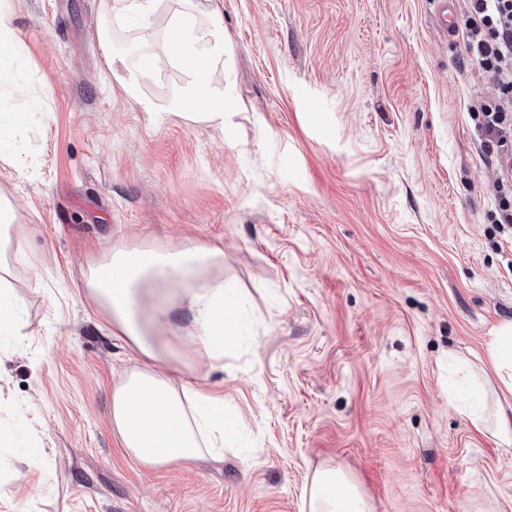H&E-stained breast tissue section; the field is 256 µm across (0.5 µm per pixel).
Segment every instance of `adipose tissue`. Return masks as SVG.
I'll use <instances>...</instances> for the list:
<instances>
[{
    "instance_id": "1",
    "label": "adipose tissue",
    "mask_w": 512,
    "mask_h": 512,
    "mask_svg": "<svg viewBox=\"0 0 512 512\" xmlns=\"http://www.w3.org/2000/svg\"><path fill=\"white\" fill-rule=\"evenodd\" d=\"M166 13L163 33L152 19ZM109 20L98 29L107 65H114L112 25L136 17V40L145 53L124 60L118 80L124 93L144 112L168 115L224 128L234 109L232 96L211 81L229 54L223 19L218 11L200 10L197 0H113ZM168 68L182 78L160 101L144 98L141 87ZM220 248L205 244L172 250L116 248L109 258L90 267L86 298L102 309L112 334L125 342L129 367L112 388V429L126 454L146 468L188 464L206 457H224L232 436L224 401L202 393L188 379V367L175 365L167 336L169 308L191 312L196 325L198 359L223 360L234 338L228 323L223 282L203 283V274L222 261ZM488 361L498 383L491 408H467L472 427L502 441L512 440V323L500 327L488 348ZM306 512H371L358 487L341 471L315 470L303 492Z\"/></svg>"
}]
</instances>
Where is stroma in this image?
Wrapping results in <instances>:
<instances>
[{"instance_id": "1", "label": "stroma", "mask_w": 512, "mask_h": 512, "mask_svg": "<svg viewBox=\"0 0 512 512\" xmlns=\"http://www.w3.org/2000/svg\"><path fill=\"white\" fill-rule=\"evenodd\" d=\"M9 2L38 95L0 97V277L22 303L0 333V512H304L319 466L372 512H512V446L452 405L512 322L466 0H218L222 132L151 122L104 81L105 0ZM202 243L237 335L192 382L236 434L223 461L147 469L112 430L127 354L84 275L116 247Z\"/></svg>"}]
</instances>
